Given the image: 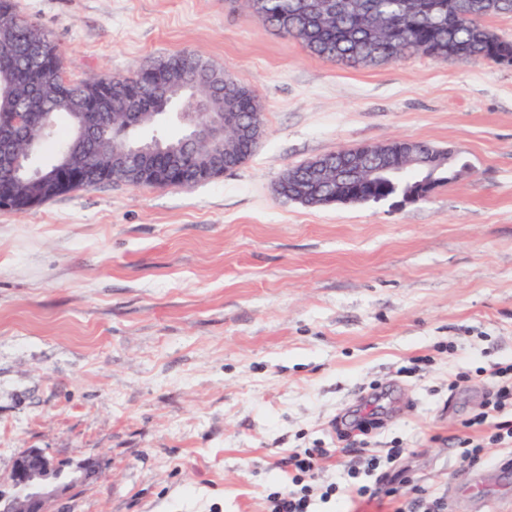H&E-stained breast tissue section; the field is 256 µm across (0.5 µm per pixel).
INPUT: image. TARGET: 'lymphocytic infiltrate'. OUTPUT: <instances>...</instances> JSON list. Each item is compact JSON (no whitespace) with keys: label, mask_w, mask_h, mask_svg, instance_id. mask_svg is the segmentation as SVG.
<instances>
[{"label":"lymphocytic infiltrate","mask_w":512,"mask_h":512,"mask_svg":"<svg viewBox=\"0 0 512 512\" xmlns=\"http://www.w3.org/2000/svg\"><path fill=\"white\" fill-rule=\"evenodd\" d=\"M484 375L493 393L480 411L464 421L466 433L458 438L463 458L474 465L483 462L489 449L512 447V360L494 363ZM331 454L321 440L310 448L289 449L280 461L288 479L268 493L266 512H314L315 501L326 502L338 495L353 500L386 498L394 512H441V498L427 495L411 477L397 471L404 454L397 446L385 454L365 457L362 466L347 468L344 483H329L322 493H315V473Z\"/></svg>","instance_id":"lymphocytic-infiltrate-1"}]
</instances>
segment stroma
<instances>
[{"label":"stroma","mask_w":512,"mask_h":512,"mask_svg":"<svg viewBox=\"0 0 512 512\" xmlns=\"http://www.w3.org/2000/svg\"><path fill=\"white\" fill-rule=\"evenodd\" d=\"M15 3L65 78L198 51L250 87L263 130L204 183L0 209V489L38 448L99 469L53 512H264L289 449L369 415L367 453L406 447L447 512H512V452L477 484L455 441L491 390L479 369L512 360V67L330 62L224 0ZM398 138L462 172L401 207L276 192L288 168Z\"/></svg>","instance_id":"35a3bbf8"}]
</instances>
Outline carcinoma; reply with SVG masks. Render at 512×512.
Returning a JSON list of instances; mask_svg holds the SVG:
<instances>
[{"mask_svg":"<svg viewBox=\"0 0 512 512\" xmlns=\"http://www.w3.org/2000/svg\"><path fill=\"white\" fill-rule=\"evenodd\" d=\"M477 0H370L371 13L364 17L346 16L336 19L304 20L298 14V0H264L266 14L261 21L279 33L301 39L315 56L331 61L379 64L397 61L415 53L440 58L448 51H457L466 61L483 60L492 51L512 53V42L495 47L490 40L499 38L484 24L467 18ZM8 23L11 40L0 45V59L6 67L0 73L27 90L37 84L45 101L48 119L31 128V134L41 137V144L53 141L54 124L59 117L67 121L68 131L60 146L69 150L73 164L89 170L104 167L109 155L98 146L112 141L113 121L121 112H138L142 104L150 105L156 120H165L173 106L183 101L180 78L191 76L201 82L199 92L210 95L214 87L224 89V96L211 102V110L224 108V100L235 103L238 112H262L250 90L240 81L229 85L213 81L217 69L205 68L206 61L198 54L183 52L164 59L168 78L157 86L136 72L114 75L110 98L102 105L101 77L80 82L65 79L62 55L58 46L43 31L22 20L14 0H0V23ZM27 98L15 101L0 100V126L11 119V113L23 112ZM99 111L94 124L80 130L76 114ZM171 152L133 166L115 178L117 182L133 185L151 184L165 187L207 182L215 174L211 166L210 145L189 146L181 138H170ZM437 148L427 142L403 139L382 146L383 154L392 160H405L418 154L424 161L421 169L435 186L453 180L455 171L447 164L433 162ZM318 198L313 206H326L336 197V182L327 181L315 188ZM62 192H46L38 183L25 184L17 189L14 210L25 211L40 206Z\"/></svg>","mask_w":512,"mask_h":512,"instance_id":"cac0c4a2","label":"carcinoma"}]
</instances>
